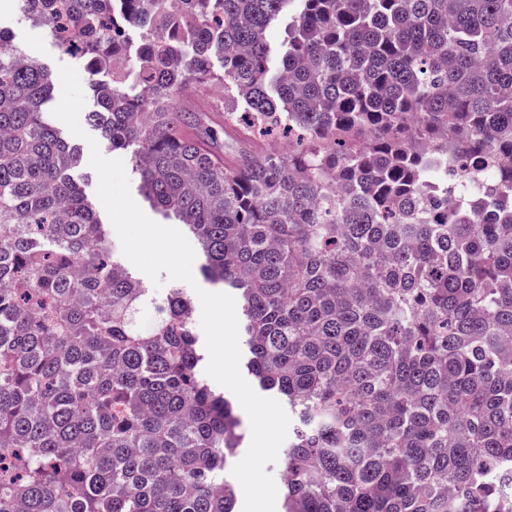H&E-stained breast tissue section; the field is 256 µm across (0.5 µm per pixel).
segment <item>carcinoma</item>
<instances>
[{"mask_svg": "<svg viewBox=\"0 0 512 512\" xmlns=\"http://www.w3.org/2000/svg\"><path fill=\"white\" fill-rule=\"evenodd\" d=\"M22 3L239 297L243 367L297 420L283 512H512V0ZM21 57L0 28V512H236L188 297L117 261ZM209 81L244 140L296 144L224 163L179 104Z\"/></svg>", "mask_w": 512, "mask_h": 512, "instance_id": "carcinoma-1", "label": "carcinoma"}]
</instances>
